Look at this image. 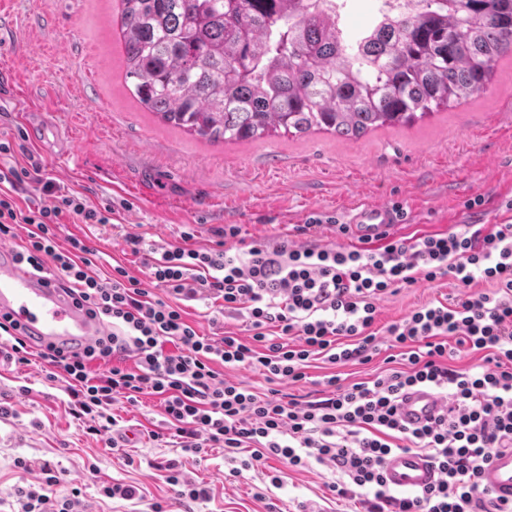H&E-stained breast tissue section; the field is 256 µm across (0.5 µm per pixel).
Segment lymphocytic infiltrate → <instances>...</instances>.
I'll use <instances>...</instances> for the list:
<instances>
[{
    "label": "lymphocytic infiltrate",
    "mask_w": 512,
    "mask_h": 512,
    "mask_svg": "<svg viewBox=\"0 0 512 512\" xmlns=\"http://www.w3.org/2000/svg\"><path fill=\"white\" fill-rule=\"evenodd\" d=\"M26 183L41 185L52 203L19 207L14 194ZM112 214L48 177L37 160L0 167V242H15L20 262L51 273L105 327L104 336L66 355L31 350L14 323L0 320V357L26 364L38 356L46 380L61 383L70 414L94 434L115 425L114 404L152 395L185 451L247 448L251 460L274 459L292 471L313 463L334 468L330 491L360 512H512L480 481L495 451L512 447V223L352 248L254 240L233 252L225 241L239 237L237 225L218 229L209 247L194 246L185 232L144 261L169 294L163 300L122 266L101 276L85 239L72 236L57 248L64 217L95 229ZM445 278L459 283L457 295L376 328L379 304L396 286ZM479 281L484 289L472 291ZM199 298L213 313L243 317L247 335H201L181 306ZM386 344L395 353L368 380L324 375L312 399L282 390L306 380L314 361L363 365ZM461 352L479 356V364L452 368L449 358ZM224 366L261 373L268 390L223 377ZM418 387L435 396L440 412L410 427L402 403ZM396 450L427 455L437 480L419 491L389 487L384 464ZM14 465L43 476L16 489L18 512H76L80 488L57 495L50 461L19 458Z\"/></svg>",
    "instance_id": "obj_1"
}]
</instances>
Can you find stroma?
I'll list each match as a JSON object with an SVG mask.
<instances>
[{
	"instance_id": "1",
	"label": "stroma",
	"mask_w": 512,
	"mask_h": 512,
	"mask_svg": "<svg viewBox=\"0 0 512 512\" xmlns=\"http://www.w3.org/2000/svg\"><path fill=\"white\" fill-rule=\"evenodd\" d=\"M120 0H0V138L14 152L0 166L36 158L47 175L83 195L95 208L112 207L116 223L161 247L193 228L195 242L213 245L214 229L238 225L245 239H295L309 217L326 219L321 243L349 246L353 206H399L393 237H418L464 224L512 221V57L501 58L487 90L410 126L385 127L354 139L327 132L281 134L255 141L212 143L169 126L141 106L125 77L117 19ZM49 127L28 139L26 124ZM88 237L103 273L120 265L152 283L142 256L126 251L111 231L89 233L65 218L57 239ZM451 280L420 282L381 301L377 328L412 309L442 300ZM59 384L47 381L40 361L0 362V512H15L23 483L16 458L55 464L57 494L82 490L81 512H352L328 485L334 469L312 465L273 486L263 462L230 478L238 454L210 449L198 457L175 443L155 442L164 431L156 397L115 405L117 432L132 433L121 450L87 433L68 412ZM210 491L209 501L185 503L168 484L161 462ZM138 488L134 503L101 495L102 484Z\"/></svg>"
}]
</instances>
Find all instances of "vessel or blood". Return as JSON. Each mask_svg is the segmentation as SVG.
I'll list each match as a JSON object with an SVG mask.
<instances>
[{
  "label": "vessel or blood",
  "instance_id": "b4317fda",
  "mask_svg": "<svg viewBox=\"0 0 512 512\" xmlns=\"http://www.w3.org/2000/svg\"><path fill=\"white\" fill-rule=\"evenodd\" d=\"M399 222V214L392 206L364 204L354 213L351 229L357 238L375 240L389 234ZM1 314L23 328L31 343L52 345L67 354L104 333L96 318L56 288L51 278L35 275L16 262L8 247H0ZM438 409L434 396L427 389L418 388L407 393L402 413L408 425L416 426L436 415ZM385 476L395 490L416 491L435 480L436 470L424 455L399 450L388 456ZM481 483L495 499L512 502V448L494 454L481 475Z\"/></svg>",
  "mask_w": 512,
  "mask_h": 512
}]
</instances>
